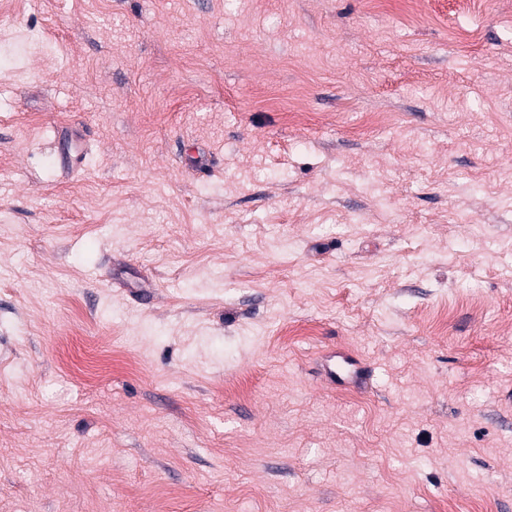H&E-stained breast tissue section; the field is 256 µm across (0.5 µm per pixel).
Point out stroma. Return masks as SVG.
<instances>
[{"label": "stroma", "mask_w": 512, "mask_h": 512, "mask_svg": "<svg viewBox=\"0 0 512 512\" xmlns=\"http://www.w3.org/2000/svg\"><path fill=\"white\" fill-rule=\"evenodd\" d=\"M452 506L512 512V0H0V512ZM320 375L333 389L363 390L370 381V370L349 349L332 351L321 358Z\"/></svg>", "instance_id": "stroma-1"}]
</instances>
